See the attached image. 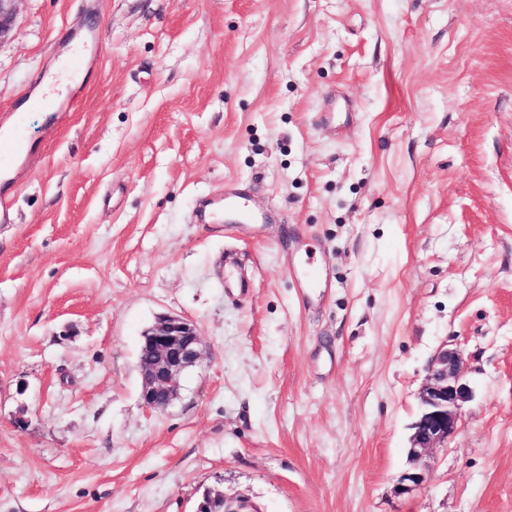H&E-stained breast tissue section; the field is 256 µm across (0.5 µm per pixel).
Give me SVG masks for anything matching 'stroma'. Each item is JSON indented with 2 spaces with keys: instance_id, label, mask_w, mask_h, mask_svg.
Listing matches in <instances>:
<instances>
[{
  "instance_id": "stroma-1",
  "label": "stroma",
  "mask_w": 512,
  "mask_h": 512,
  "mask_svg": "<svg viewBox=\"0 0 512 512\" xmlns=\"http://www.w3.org/2000/svg\"><path fill=\"white\" fill-rule=\"evenodd\" d=\"M14 7L0 512H196L208 490L259 512H512V0ZM90 33L70 111L31 109ZM229 186L263 223L194 220ZM165 314L204 354L156 411L139 348ZM445 345L475 398L402 494Z\"/></svg>"
}]
</instances>
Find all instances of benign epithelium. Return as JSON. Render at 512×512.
Listing matches in <instances>:
<instances>
[{
	"mask_svg": "<svg viewBox=\"0 0 512 512\" xmlns=\"http://www.w3.org/2000/svg\"><path fill=\"white\" fill-rule=\"evenodd\" d=\"M16 0H0V40L9 32ZM140 357L141 399L152 410L162 411L181 390L182 376L203 357V339L197 326L180 316L165 315L144 332ZM420 410L411 424L408 455L411 470L402 478V490L413 491L430 468L427 454L443 446L458 429L462 409L475 398L461 350L442 347L428 368L419 394ZM224 512H258L246 495H222Z\"/></svg>",
	"mask_w": 512,
	"mask_h": 512,
	"instance_id": "benign-epithelium-1",
	"label": "benign epithelium"
}]
</instances>
